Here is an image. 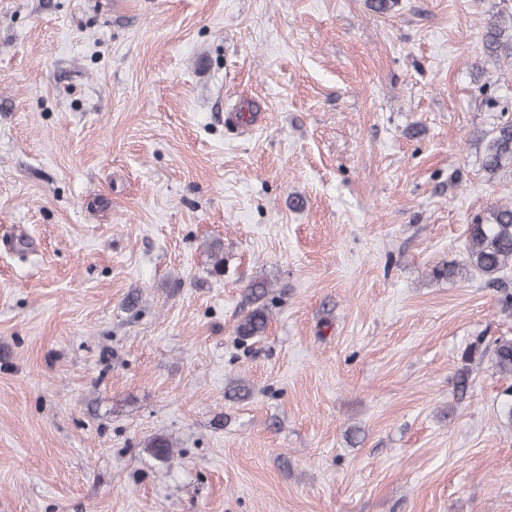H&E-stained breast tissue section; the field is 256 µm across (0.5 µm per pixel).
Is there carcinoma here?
Returning a JSON list of instances; mask_svg holds the SVG:
<instances>
[{"mask_svg": "<svg viewBox=\"0 0 512 512\" xmlns=\"http://www.w3.org/2000/svg\"><path fill=\"white\" fill-rule=\"evenodd\" d=\"M504 32L502 25L490 20L485 31L486 50L494 58L503 56L512 61V33L506 36ZM476 143L483 149L482 169L488 180L507 173L512 175V119L479 131ZM460 270L477 274L489 283L500 281L507 271L512 270V203L496 205L485 216L477 217L474 223L468 225L462 262L437 267L432 275L437 279H449ZM267 322V308L258 306L238 321L235 333L241 338L260 336ZM483 353L490 354L497 373L512 378V336L494 339ZM149 447L156 460L169 462L170 443L166 438L154 437Z\"/></svg>", "mask_w": 512, "mask_h": 512, "instance_id": "1", "label": "carcinoma"}]
</instances>
